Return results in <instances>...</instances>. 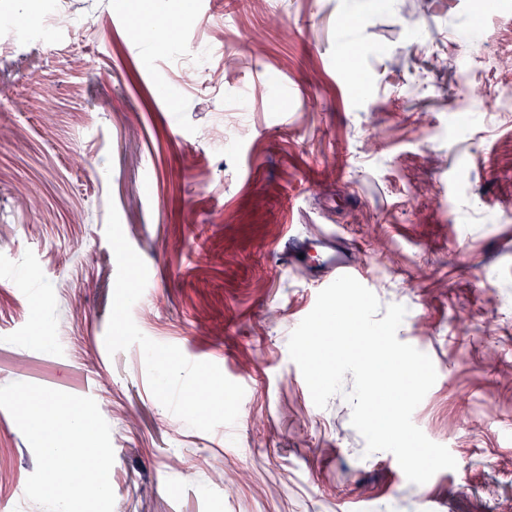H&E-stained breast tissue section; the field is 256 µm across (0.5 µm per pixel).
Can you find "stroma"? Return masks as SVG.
I'll use <instances>...</instances> for the list:
<instances>
[{
    "label": "stroma",
    "mask_w": 512,
    "mask_h": 512,
    "mask_svg": "<svg viewBox=\"0 0 512 512\" xmlns=\"http://www.w3.org/2000/svg\"><path fill=\"white\" fill-rule=\"evenodd\" d=\"M166 2L184 26L145 43L113 0H54L69 26L26 38L45 0H0V386L97 402L114 512H512V0ZM202 42L224 80L184 85ZM292 227L406 307L437 371L412 420L456 469L414 485L366 453L352 379L313 404ZM200 373L208 415L174 402ZM35 467L0 409L5 512H43Z\"/></svg>",
    "instance_id": "35a3bbf8"
}]
</instances>
